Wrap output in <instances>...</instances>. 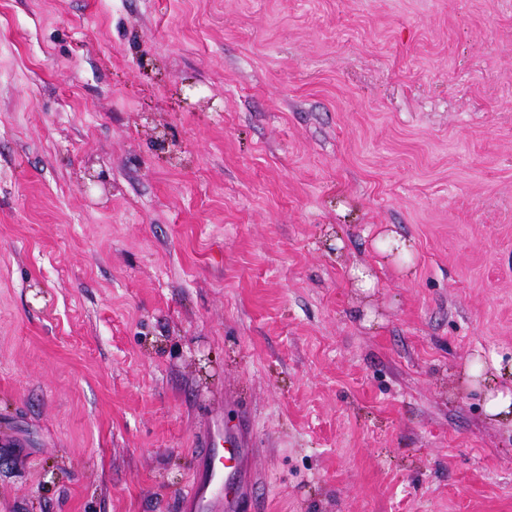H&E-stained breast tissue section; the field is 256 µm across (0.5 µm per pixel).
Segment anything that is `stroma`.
<instances>
[{
    "label": "stroma",
    "mask_w": 512,
    "mask_h": 512,
    "mask_svg": "<svg viewBox=\"0 0 512 512\" xmlns=\"http://www.w3.org/2000/svg\"><path fill=\"white\" fill-rule=\"evenodd\" d=\"M478 357L512 0H0V512H195L217 427L234 512H512ZM376 245L381 254H396L408 258L412 254V246L407 239L393 231L377 236Z\"/></svg>",
    "instance_id": "obj_1"
}]
</instances>
